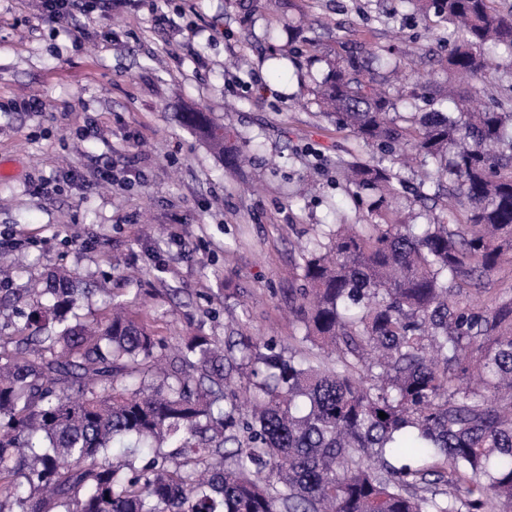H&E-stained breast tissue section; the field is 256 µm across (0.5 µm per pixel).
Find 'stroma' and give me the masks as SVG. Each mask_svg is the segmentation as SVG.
<instances>
[{
	"label": "stroma",
	"instance_id": "stroma-1",
	"mask_svg": "<svg viewBox=\"0 0 512 512\" xmlns=\"http://www.w3.org/2000/svg\"><path fill=\"white\" fill-rule=\"evenodd\" d=\"M293 2L247 15L234 0H114L62 26L38 0H0V254L23 258L0 281L1 334L24 335L32 289L66 272L84 291L80 320L118 300L172 349L192 335H299L296 244L365 222L337 161L371 154L308 88L342 40L404 45L424 72L447 48L409 9L378 22L392 0ZM292 19L312 66L269 57ZM30 95L43 111L16 109ZM192 109L250 163L211 151L183 123ZM104 163L106 187L94 177Z\"/></svg>",
	"mask_w": 512,
	"mask_h": 512
}]
</instances>
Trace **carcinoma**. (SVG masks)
Instances as JSON below:
<instances>
[{
    "label": "carcinoma",
    "mask_w": 512,
    "mask_h": 512,
    "mask_svg": "<svg viewBox=\"0 0 512 512\" xmlns=\"http://www.w3.org/2000/svg\"><path fill=\"white\" fill-rule=\"evenodd\" d=\"M397 2L452 27L459 81L343 43L311 89L380 159L340 161L369 223L296 249L310 349L190 336L159 368L146 323L115 301L69 323L79 296L55 278L28 320L51 334L0 336V512H512V285L469 301L512 258V96L472 107L487 52L512 55V5ZM183 120L224 153V126ZM405 193L439 213L401 218Z\"/></svg>",
    "instance_id": "carcinoma-1"
}]
</instances>
